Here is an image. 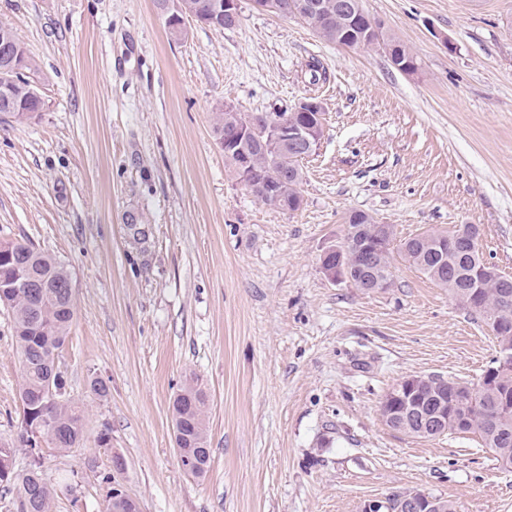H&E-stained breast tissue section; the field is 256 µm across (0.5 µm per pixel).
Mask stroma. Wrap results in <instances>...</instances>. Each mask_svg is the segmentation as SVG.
Returning <instances> with one entry per match:
<instances>
[{
	"mask_svg": "<svg viewBox=\"0 0 512 512\" xmlns=\"http://www.w3.org/2000/svg\"><path fill=\"white\" fill-rule=\"evenodd\" d=\"M240 6L237 27L190 20L178 41L153 0H0L42 99L27 123L0 113V242L64 262L75 292L58 367L87 439L41 449L52 512H102L115 454L141 512H360L414 489L459 512H512V469L478 435L412 437L380 411L413 374L477 383L491 328L400 251L382 290L321 266L362 210L400 240L478 225L485 257L512 276V0H363L415 53L411 74ZM314 58L317 86L304 78ZM308 96L324 136L289 213L236 180L212 116ZM194 379L208 394L200 477L182 468L171 422ZM20 382L0 306L2 444L20 427Z\"/></svg>",
	"mask_w": 512,
	"mask_h": 512,
	"instance_id": "35a3bbf8",
	"label": "stroma"
}]
</instances>
